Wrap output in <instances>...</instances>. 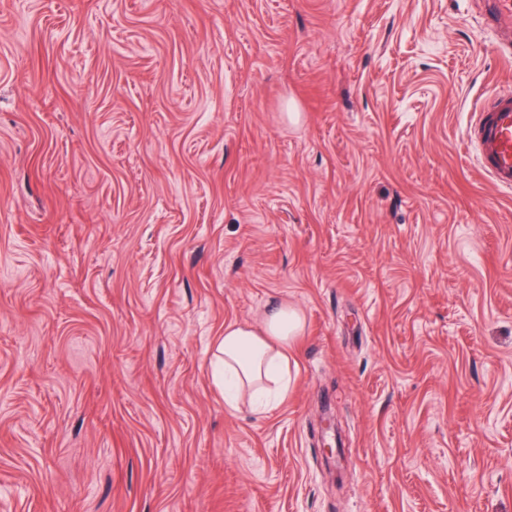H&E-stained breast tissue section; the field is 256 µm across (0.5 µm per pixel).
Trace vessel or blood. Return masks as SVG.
I'll use <instances>...</instances> for the list:
<instances>
[{"label": "vessel or blood", "instance_id": "vessel-or-blood-1", "mask_svg": "<svg viewBox=\"0 0 512 512\" xmlns=\"http://www.w3.org/2000/svg\"><path fill=\"white\" fill-rule=\"evenodd\" d=\"M482 172L498 186L512 187V92L503 91L484 103L467 130Z\"/></svg>", "mask_w": 512, "mask_h": 512}]
</instances>
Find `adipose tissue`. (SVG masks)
<instances>
[{"label": "adipose tissue", "instance_id": "1", "mask_svg": "<svg viewBox=\"0 0 512 512\" xmlns=\"http://www.w3.org/2000/svg\"><path fill=\"white\" fill-rule=\"evenodd\" d=\"M302 326L301 313L285 304L276 306L259 325L225 324L215 346L213 377L223 385L229 405L259 393L274 401L284 398L288 347Z\"/></svg>", "mask_w": 512, "mask_h": 512}]
</instances>
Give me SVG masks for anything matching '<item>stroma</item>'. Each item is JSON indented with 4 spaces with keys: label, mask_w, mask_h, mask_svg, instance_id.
Segmentation results:
<instances>
[{
    "label": "stroma",
    "mask_w": 512,
    "mask_h": 512,
    "mask_svg": "<svg viewBox=\"0 0 512 512\" xmlns=\"http://www.w3.org/2000/svg\"><path fill=\"white\" fill-rule=\"evenodd\" d=\"M507 32L485 0H0V512H512V190L465 141ZM283 302L286 397L227 406L217 337Z\"/></svg>",
    "instance_id": "stroma-1"
}]
</instances>
